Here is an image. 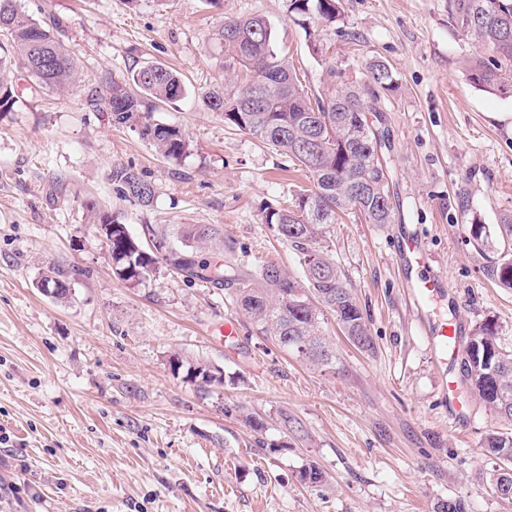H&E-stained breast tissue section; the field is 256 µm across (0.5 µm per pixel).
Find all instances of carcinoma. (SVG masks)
<instances>
[{
    "instance_id": "1",
    "label": "carcinoma",
    "mask_w": 512,
    "mask_h": 512,
    "mask_svg": "<svg viewBox=\"0 0 512 512\" xmlns=\"http://www.w3.org/2000/svg\"><path fill=\"white\" fill-rule=\"evenodd\" d=\"M449 9L457 26L493 55L470 62L472 82L484 91L511 92L512 0H450ZM288 11L308 26L341 17L338 0H288ZM54 27V22L45 25L34 18L20 0H0L1 113L16 103L9 76L17 63L42 89L64 91L75 85L74 58ZM215 36L224 50V68L233 71L234 89L205 92L206 105L223 113L226 124L295 159L312 176V187L298 192L291 206H268L262 215V223L296 254L301 277L272 261L255 275L215 261L210 252H230L215 224H148L144 234L153 249L147 251L118 216L102 211L95 200H85L83 208L93 224L112 225V262L126 270L123 280L140 285L165 265L189 279L233 287L236 304L260 334L309 365L334 369L338 355L324 337V312L358 348L373 349V340L355 293L323 242L341 212L358 214L367 224L395 223L397 201L380 154L381 135L366 116L370 112L382 120L375 89H391L393 72L375 59L368 63L369 82L363 86L346 84L324 97L311 96L277 50L273 29L263 17L227 18ZM184 94V82L174 70L147 65L134 70L128 83H112L95 105L111 114L113 124L138 130L163 157L181 159L190 149L189 140L179 127L155 120L148 101L174 104ZM110 179L129 202L152 204L153 186L133 167L112 165ZM469 234L475 247L495 256L492 275L512 288V214L493 228L475 221ZM41 282L57 290L55 299H68L70 274L52 270ZM462 367L469 393L512 421V353L499 346L491 324L473 329ZM483 445L496 459H512V433L491 430ZM491 485L502 501L512 503V468L496 469ZM433 512H468L467 503L450 497L437 502Z\"/></svg>"
}]
</instances>
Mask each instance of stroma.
<instances>
[{
	"label": "stroma",
	"instance_id": "1",
	"mask_svg": "<svg viewBox=\"0 0 512 512\" xmlns=\"http://www.w3.org/2000/svg\"><path fill=\"white\" fill-rule=\"evenodd\" d=\"M21 4L60 20L56 36L81 79L59 93L14 69L19 98L0 116V512H432L457 496L469 512H512L490 484L503 462L482 448L488 430L512 423L470 396L461 352L439 363L428 340L432 322L458 321L465 337L489 323L512 352V288L466 231L472 215L493 225L512 213V96L471 82L470 60L487 51L456 26L449 0H340L339 22L308 28L288 0ZM253 15L269 21L309 93L331 91L332 67L367 82L372 57L397 80L380 100L396 219L349 214L326 237L374 340L358 350L325 315L333 370L281 352L228 289L165 267L129 286L82 206L96 199L138 237L148 224H217L249 272L273 261L299 273L261 218L309 186V173L202 100L224 85L216 29ZM148 64L185 81L182 100L154 117L185 132L186 158H163L94 103ZM116 163L152 184L150 206L121 196ZM407 235L447 283L422 317L409 295L417 272L401 254ZM52 266L78 272L68 301L38 286ZM230 319L238 333L228 338ZM176 356L218 367L222 383L188 381L170 366ZM448 383L460 414L443 405ZM247 412L265 419L262 442ZM290 425L300 437H287ZM312 464L324 475L314 486L300 480Z\"/></svg>",
	"mask_w": 512,
	"mask_h": 512
}]
</instances>
